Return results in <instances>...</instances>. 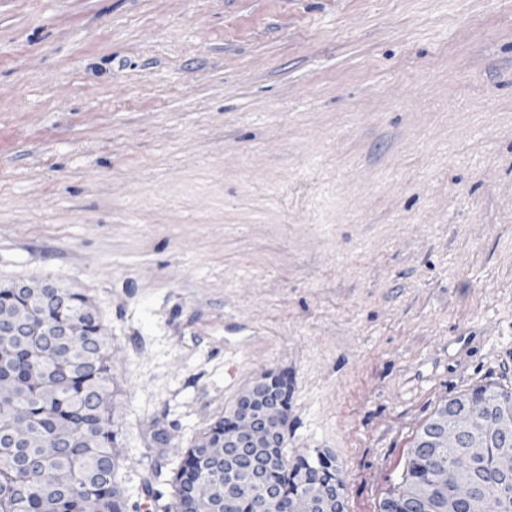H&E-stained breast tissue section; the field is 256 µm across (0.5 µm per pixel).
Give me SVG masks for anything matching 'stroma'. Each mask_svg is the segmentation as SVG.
I'll return each mask as SVG.
<instances>
[{"label":"stroma","instance_id":"1","mask_svg":"<svg viewBox=\"0 0 512 512\" xmlns=\"http://www.w3.org/2000/svg\"><path fill=\"white\" fill-rule=\"evenodd\" d=\"M19 277L97 306L127 485L171 503L273 371L288 454L380 512L440 407L512 388V0H0Z\"/></svg>","mask_w":512,"mask_h":512}]
</instances>
